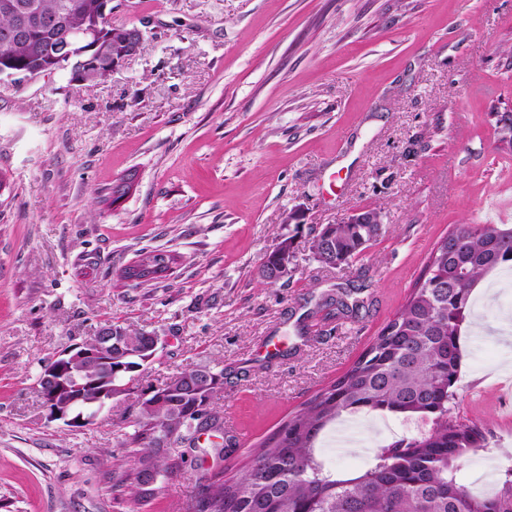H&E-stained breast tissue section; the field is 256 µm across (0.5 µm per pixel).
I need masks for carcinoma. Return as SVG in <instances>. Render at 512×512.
I'll return each mask as SVG.
<instances>
[{"mask_svg":"<svg viewBox=\"0 0 512 512\" xmlns=\"http://www.w3.org/2000/svg\"><path fill=\"white\" fill-rule=\"evenodd\" d=\"M38 10L64 12L73 30L114 25L101 15L100 0H33ZM53 37L33 30L7 45L0 56L28 68ZM382 224H322L308 233L309 250L321 265L348 264L383 233ZM512 264L511 224H457L432 249L405 303L351 367L291 413L272 435L249 451L242 469L220 470L188 512H512V469L496 480L488 497L474 495L459 473L463 459L487 447L488 430L477 421L452 417L463 360L461 328L472 314L476 283L489 271ZM124 337V350L112 349V364L79 361L67 378L90 391L115 387L144 366L154 333L111 325ZM224 372L190 369L163 382L130 420L123 446L137 457L122 483L143 486L146 473L182 462L176 436L161 446L157 422L185 424L199 432L219 421L211 393ZM346 415H379L421 420L428 430L395 438L379 447L370 463L351 476L326 469L317 448L322 433Z\"/></svg>","mask_w":512,"mask_h":512,"instance_id":"1","label":"carcinoma"}]
</instances>
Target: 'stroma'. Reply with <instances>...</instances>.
Segmentation results:
<instances>
[{
    "label": "stroma",
    "instance_id": "obj_1",
    "mask_svg": "<svg viewBox=\"0 0 512 512\" xmlns=\"http://www.w3.org/2000/svg\"><path fill=\"white\" fill-rule=\"evenodd\" d=\"M141 51L95 84L44 73L0 87V512H186L207 473L358 358L456 224H512V0H112ZM130 193L113 199L120 180ZM378 207L384 232L349 264L299 249L287 280L258 266L288 222ZM178 254L164 278L122 279L141 252ZM464 325L455 416L486 424L472 485L512 468V268L489 272ZM356 288L357 317L323 307ZM117 324L160 336L139 389L91 425L47 422L45 360ZM223 371L209 441L149 494L119 480L141 392ZM362 443L319 455L342 474L424 423L353 419Z\"/></svg>",
    "mask_w": 512,
    "mask_h": 512
}]
</instances>
